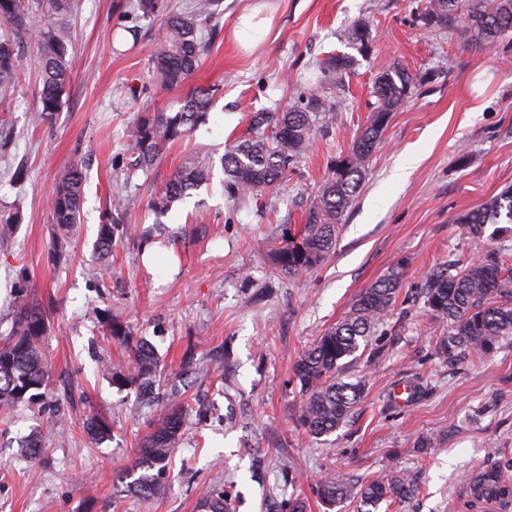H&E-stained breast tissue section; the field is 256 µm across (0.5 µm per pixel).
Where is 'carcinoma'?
I'll use <instances>...</instances> for the list:
<instances>
[{
	"instance_id": "obj_1",
	"label": "carcinoma",
	"mask_w": 512,
	"mask_h": 512,
	"mask_svg": "<svg viewBox=\"0 0 512 512\" xmlns=\"http://www.w3.org/2000/svg\"><path fill=\"white\" fill-rule=\"evenodd\" d=\"M76 0H0V23L11 26V34L0 39V88L15 84L21 68L22 44L33 42L40 52L41 83L34 121L44 124L63 104L70 82V17ZM223 0H194L188 10L177 9L170 0H136L128 5V15L138 12L163 19V35L154 41L149 67L152 82L161 88L180 87L187 82L205 54L207 40L203 23L220 14ZM44 19H29L32 13ZM465 19L461 35L466 43L492 50L503 34L496 21L512 27V0H428L420 15L426 29L446 28ZM348 40L360 49L369 46L370 33L362 23L352 25ZM350 67L346 57L330 56L321 66L322 76L334 80ZM416 82L407 71L394 68L377 77L374 96L377 106L368 124L352 142L343 159L341 172L331 169L318 186L305 214L300 232L275 244L268 256L277 271L300 278L320 265L336 247L345 213L350 208L365 174L366 163L383 141L396 112L413 94ZM215 90L190 89L175 112H137L133 119L121 164L132 174L149 173L168 148L193 129L208 122ZM336 104L315 93L298 95V100L283 112H259L254 119V134L240 138L224 152L221 163L224 191L239 202L255 198L259 192L279 185L290 168L306 155L315 142V121L335 119ZM213 160L196 152L180 165L175 175L149 201L159 217L210 180ZM85 175L81 166L68 167L50 198L53 223L57 227L55 255L67 256V241L80 223ZM140 205L137 196L116 191L110 196L102 216L96 250L105 257L112 252L115 230ZM512 224V188L485 201L459 218L463 235L473 242L483 239L487 224L500 220ZM406 261L392 266L386 274L363 289L353 300L346 316L316 337L294 365V378L303 397L299 424L314 437L335 432L351 418L365 393V382H343L337 378L343 360L353 357L368 345L376 327L395 304L405 275ZM426 315L448 323L436 338V354L453 363L464 351L480 359L492 356L499 343L512 337V272L505 273L499 252L487 250L475 262L459 265L443 263L427 273L419 286ZM18 320L14 331L0 337V408L18 403H37L49 383V358L43 350L50 330L47 314L17 295ZM112 381L120 386L136 385L142 395L154 396L153 387L160 375L157 349L145 338L130 347L129 363L112 370ZM193 407L173 396L165 404L158 425L134 452L131 470L139 476L130 483L143 496H154L168 480L166 463L188 425ZM91 440L105 438L110 428L100 417L86 420ZM483 474L490 478V490L482 491L467 482L475 502L488 496L502 502L512 498V465L490 464ZM418 487L397 474L358 483L348 477L328 476L317 488V495L329 509L346 501L359 503L360 512H375L383 503L392 504L416 495ZM203 512H230L221 492L203 497Z\"/></svg>"
}]
</instances>
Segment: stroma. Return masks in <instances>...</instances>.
I'll use <instances>...</instances> for the list:
<instances>
[{"label":"stroma","instance_id":"35a3bbf8","mask_svg":"<svg viewBox=\"0 0 512 512\" xmlns=\"http://www.w3.org/2000/svg\"><path fill=\"white\" fill-rule=\"evenodd\" d=\"M121 2L77 0L73 74L52 122H31L40 84L35 43L21 49L14 88L0 91V136L10 141L8 152L0 151V205L19 206L22 214L0 246V336L11 333L13 297L24 290L49 315L51 360L45 401L0 413V512H201L212 491L224 493L232 512H267L271 496L324 512L316 494L323 477L366 482L389 470L416 481L420 492L379 512H472L462 495L466 479L488 464L512 462V339L484 362L448 364L434 352L444 326L426 319L415 286L431 268L476 261L485 247L512 267V233L486 225L479 247L457 224L512 187V35L487 51L463 43L455 29L425 30L417 22L425 0H224L221 33L186 86L216 87L208 124L175 143L149 177L128 184L112 167L133 119L123 102L161 111L176 107L185 88L151 84L148 60L161 21L142 19L148 36L132 40L116 27ZM255 6L271 28L257 48L246 49L233 31ZM357 22L370 32L365 52L346 37ZM332 55L351 65L336 81L320 83L317 65ZM396 66L413 75L416 89L369 157L334 253L303 278L277 274L267 257L271 240L300 231L317 186L347 156L377 104L376 77ZM305 86L339 110L287 182L242 205L215 173L166 220L172 260L147 268L140 239L156 230L151 195L187 154L221 157L256 113L291 106ZM411 155L417 161L408 169ZM76 161L87 178L81 222L70 260L58 264L47 199ZM116 189L136 194L141 207L102 259L94 243ZM401 260L407 266L395 305L341 374L346 382L365 380L363 400L347 425L311 437L298 424L296 360ZM95 263L102 270L92 278L87 269ZM107 313L154 344L162 380L182 378L186 398L209 408L207 422L189 425L179 439L171 478L150 498L113 479L130 470L163 407L103 371V364L127 363L125 346L100 325ZM217 360L224 363L220 375L211 371ZM93 413L112 428L99 443L84 430ZM35 435L46 441L37 461L25 454ZM428 438L433 447H423Z\"/></svg>","mask_w":512,"mask_h":512}]
</instances>
